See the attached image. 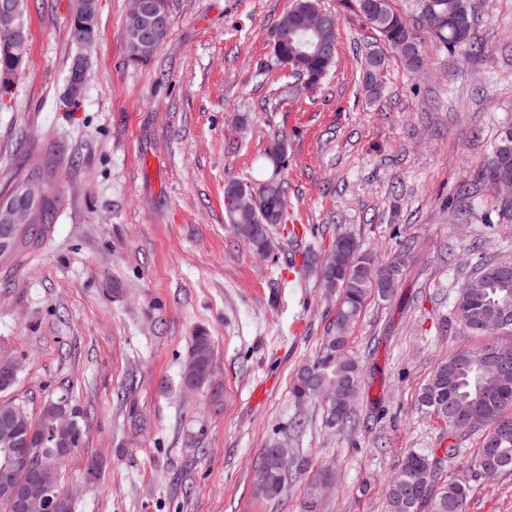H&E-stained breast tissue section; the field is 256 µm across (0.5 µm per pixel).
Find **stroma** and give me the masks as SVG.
<instances>
[{
	"label": "stroma",
	"instance_id": "35a3bbf8",
	"mask_svg": "<svg viewBox=\"0 0 512 512\" xmlns=\"http://www.w3.org/2000/svg\"><path fill=\"white\" fill-rule=\"evenodd\" d=\"M292 3L171 0L166 40L136 64L130 0H100L71 108L73 0H28L26 66L0 109V197L34 175L50 190L37 240L0 258V345L23 363L10 397L33 417L62 395L80 411L81 449L59 471L74 512H303L325 469L335 480L320 512H384L383 484L411 450L469 486L468 512H512V470L479 473L477 437L450 434L418 402L438 362L487 342L459 330L456 290L483 260L512 258V224L488 223L493 191L473 181L512 124V0H476L484 49L465 59L422 36L420 73L340 0H322L338 18L336 64L284 106L273 40ZM375 50L386 65L372 99L362 73ZM276 135L287 219L261 255L227 224L224 182L249 181ZM464 183L462 219L443 201ZM340 233L381 261L408 259L394 295L371 299L348 333L360 424L331 429L324 403L296 404L290 387L336 310L303 260ZM199 327L214 338L218 410L181 381ZM283 435L294 464L284 495L267 499L252 473Z\"/></svg>",
	"mask_w": 512,
	"mask_h": 512
}]
</instances>
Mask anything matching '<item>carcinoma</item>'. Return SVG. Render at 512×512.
I'll list each match as a JSON object with an SVG mask.
<instances>
[{"label":"carcinoma","instance_id":"cac0c4a2","mask_svg":"<svg viewBox=\"0 0 512 512\" xmlns=\"http://www.w3.org/2000/svg\"><path fill=\"white\" fill-rule=\"evenodd\" d=\"M416 24L444 50L464 56L476 50V7L472 0H415ZM319 0H293L288 12L275 29V36L291 35L292 23L302 10L315 11ZM322 41L329 45V54L311 55L302 60L303 71L315 74L319 84L336 60L338 20L328 14ZM364 20L380 33L385 45L402 60L409 70L424 65L420 41L409 29L402 15L392 10L389 0H378L377 12ZM26 60L0 50V80H16ZM385 56L367 59L362 81L366 92L375 97L380 92L381 72ZM287 161L286 141L275 136L265 149L257 167V176L248 185L236 179L224 184V194L239 195L258 189L262 209L255 212L241 203L240 210L228 217L236 235L257 253L268 250L258 244L269 240V225L274 213L285 206L286 187L281 170ZM480 179L487 185L503 182L512 189V138L500 131L481 168ZM335 266L340 272L337 288L336 332L325 337L317 356L296 371L292 394L299 403L322 399L326 404V425L344 427L356 421L354 402L361 384L360 364L346 354L347 332L358 320L365 302L372 296L388 299L397 288L401 262L383 265L372 253L360 248L347 234H339L329 252L320 260L319 269ZM478 274L484 288L467 286L458 289L453 310L460 329L472 335L494 336L503 314L512 318V272L496 260L482 264ZM213 337L204 328L190 336L182 375L196 389H211V400L218 403L223 393L211 386L213 378ZM47 401L37 418L10 399L0 404L15 410V418L6 423L0 419V464L28 433L42 436L41 443L31 448L49 467L57 462L54 432L58 431L57 404ZM419 403L441 418L456 434L472 433L471 424L479 421L480 444L474 466L483 471V460L491 452L498 458L499 471L512 470V343H492L481 348L464 349L440 361L419 394ZM294 455L286 442H275L263 450L254 470V486L268 499L282 494L288 473L280 468L282 457ZM333 474L318 473L310 483L304 501L305 512H317L314 503L320 500V487ZM469 488L460 481L439 477L437 460L430 455L410 451L387 480L384 499L386 512H466Z\"/></svg>","mask_w":512,"mask_h":512}]
</instances>
